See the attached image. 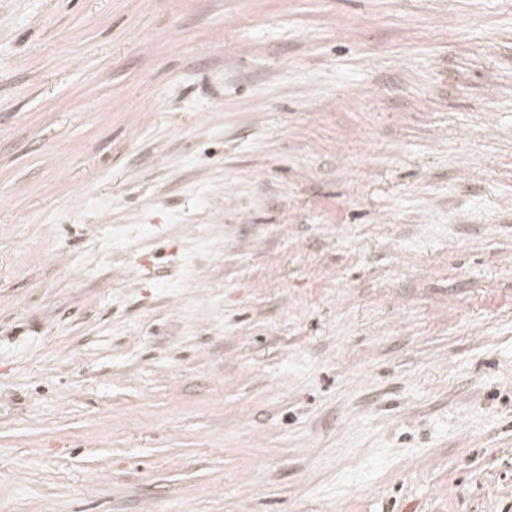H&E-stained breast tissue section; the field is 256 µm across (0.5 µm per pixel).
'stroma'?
Returning a JSON list of instances; mask_svg holds the SVG:
<instances>
[{
  "label": "stroma",
  "mask_w": 512,
  "mask_h": 512,
  "mask_svg": "<svg viewBox=\"0 0 512 512\" xmlns=\"http://www.w3.org/2000/svg\"><path fill=\"white\" fill-rule=\"evenodd\" d=\"M0 512H512V0H0Z\"/></svg>",
  "instance_id": "obj_1"
}]
</instances>
